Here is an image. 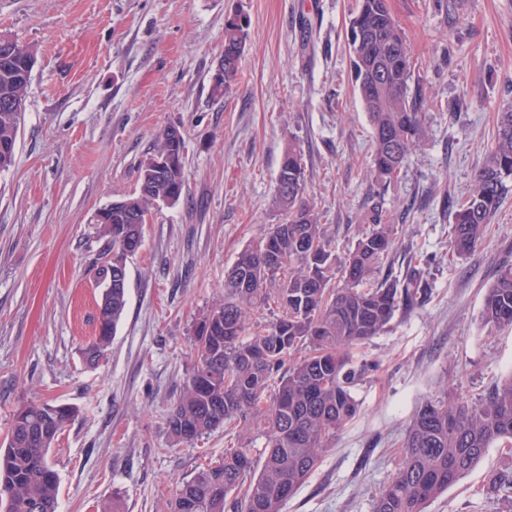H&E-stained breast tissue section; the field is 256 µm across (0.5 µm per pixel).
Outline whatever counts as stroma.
<instances>
[{"instance_id": "obj_1", "label": "stroma", "mask_w": 512, "mask_h": 512, "mask_svg": "<svg viewBox=\"0 0 512 512\" xmlns=\"http://www.w3.org/2000/svg\"><path fill=\"white\" fill-rule=\"evenodd\" d=\"M359 0H0V33L36 50L14 165L0 171V442L15 412L61 402L75 417L48 459L58 512H167L180 483L221 460L219 428L177 442L166 418L194 364V328L224 297L238 253L284 217L274 186L289 143L344 258L381 209L395 271L416 266L425 300L353 351L357 416L281 512H373L418 406L484 397L512 372V330L486 326L484 294L512 264V190L481 245L450 250L449 199L466 197L512 110V0H388L424 98L425 135L398 179L370 171L372 130L353 91L346 29ZM249 38L224 97L211 75L224 20ZM185 136L184 189L155 204L127 262L126 309L105 357L95 333L97 215L138 186L159 135ZM512 471L500 444L427 512H512L485 493Z\"/></svg>"}]
</instances>
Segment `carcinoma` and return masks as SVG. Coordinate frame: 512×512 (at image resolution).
Returning a JSON list of instances; mask_svg holds the SVG:
<instances>
[{"label":"carcinoma","instance_id":"cac0c4a2","mask_svg":"<svg viewBox=\"0 0 512 512\" xmlns=\"http://www.w3.org/2000/svg\"><path fill=\"white\" fill-rule=\"evenodd\" d=\"M224 24V78L211 94L224 97L235 84L250 20ZM347 40L354 89L372 128V171L393 180L422 136V94L413 61L387 0H361L350 18ZM35 55L0 53V170L15 159L20 122ZM185 140L160 136L155 153L140 162L138 183L150 190L112 202V226L100 225L102 256L128 261L127 242H141L153 206L177 203L183 167L155 173L154 158L184 151ZM304 156L288 144L276 178L274 205L288 216L256 244L242 250L224 280V300L194 330L195 364L167 416L170 434L191 443L209 431L236 429L224 459L181 482L169 512H281L304 484L336 434L357 414L350 386L351 351L381 332L399 310L424 290L417 269L402 278L375 270L391 253L393 225L377 211L372 227L358 228L354 249L340 265L324 225L307 198ZM512 179V111L500 114L495 146L474 175L471 193L455 210L452 254L464 257L482 242ZM127 304V280L113 283L98 300L95 336L84 348L93 364L109 345ZM273 319L257 330L255 313ZM482 320L512 330V266H503L485 292ZM74 417L67 404H28L14 415L8 442L0 448L3 512H57L58 475L47 454L59 431ZM262 441L263 458L254 448ZM512 442V373L477 403L427 401L413 413L392 479L374 499L373 512H425L428 502L472 470L488 448ZM490 492L512 501V472L496 475Z\"/></svg>","mask_w":512,"mask_h":512}]
</instances>
